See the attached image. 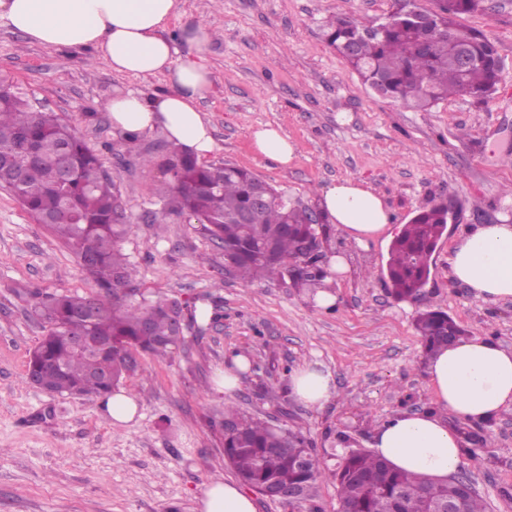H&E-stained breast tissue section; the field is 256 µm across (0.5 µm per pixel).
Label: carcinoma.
Returning a JSON list of instances; mask_svg holds the SVG:
<instances>
[{"label":"carcinoma","mask_w":512,"mask_h":512,"mask_svg":"<svg viewBox=\"0 0 512 512\" xmlns=\"http://www.w3.org/2000/svg\"><path fill=\"white\" fill-rule=\"evenodd\" d=\"M420 9L416 0H394L377 25L348 16L328 17L324 35L340 57L375 93L406 108L426 111L450 97L485 105L494 98L503 69L497 47L481 31L458 18L491 9L489 0H436ZM0 158L22 166L13 192L70 247L91 277L95 291L32 294V309L44 336L28 362L27 376L52 393L112 396L123 374L135 368L131 352L164 356L181 343L171 313L197 323L196 304L177 300L150 305L130 300V268L117 247L131 229L121 207L120 189L101 157L54 113L30 101L0 77ZM170 179L157 189L161 208L152 223L169 214H187L201 224L242 280L280 279L287 264L300 259L315 231L308 207L292 206L268 182L230 163L203 164L179 151L166 161ZM258 197L271 198L256 224L237 218ZM449 222L446 205L423 210L403 225L387 260L392 295L414 300L430 276L432 255ZM424 353L448 344V331L462 330L442 311L421 313L416 321ZM97 336L105 344L87 351L73 344ZM224 457L239 481L250 488L305 490L315 499L318 478L328 466L301 434L234 409L224 410L220 427ZM344 512H428L433 503L451 502L457 512H486L485 502L453 481L403 473L370 453L350 452L334 470Z\"/></svg>","instance_id":"cac0c4a2"}]
</instances>
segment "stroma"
<instances>
[{"label": "stroma", "mask_w": 512, "mask_h": 512, "mask_svg": "<svg viewBox=\"0 0 512 512\" xmlns=\"http://www.w3.org/2000/svg\"><path fill=\"white\" fill-rule=\"evenodd\" d=\"M491 13L462 16L463 25L495 41L501 81L485 105L454 97L429 111L376 95L322 36L326 16L371 25L393 0H184L189 20L217 34L208 56L212 86L201 100L216 144L210 162L253 172L292 200L316 206L317 191L359 179L389 206L394 224L441 201L453 205L433 254L425 295L396 301L386 274L390 240L359 248L331 229L333 252L352 270L333 288L332 306L289 282H246L224 270V255L201 225L182 217L146 219L171 143L162 130L127 141L112 128L107 105L120 92L153 95L164 76L141 79L90 62L85 50L43 48L0 24V74L55 112L99 153L117 186L133 231L121 243L131 263L134 302L218 298L223 317L206 335L184 330L168 357L137 354L120 387L141 416L111 421L91 397L48 394L27 379L44 331L31 294L90 293L77 257L0 189V512H195L204 484L233 478L220 434L210 427L225 407L312 439L329 466L366 448L379 424L397 411H433L423 365L419 311H445L468 335L512 349V302L485 304L448 276V252L461 229L512 221V0ZM281 127L298 158L288 168L258 156L251 134ZM152 164H144V157ZM251 364L240 388L218 392L215 373L234 354ZM316 362L336 384V397L310 408L288 392L292 370ZM472 442L463 474L487 512H512V410L493 421L460 423Z\"/></svg>", "instance_id": "stroma-1"}]
</instances>
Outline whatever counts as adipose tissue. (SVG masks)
I'll return each instance as SVG.
<instances>
[{
    "mask_svg": "<svg viewBox=\"0 0 512 512\" xmlns=\"http://www.w3.org/2000/svg\"><path fill=\"white\" fill-rule=\"evenodd\" d=\"M183 0H0V22L51 50L94 49L112 71L135 77L164 76L167 89L148 96L128 91L112 98V127L131 138L162 129L170 142L196 159L215 149L210 122L198 106L208 92V55L214 33L185 19ZM179 23V39L163 30ZM186 51H179V43ZM256 153L288 167L294 143L279 128L252 133ZM321 211L347 238L365 246L392 227L385 201L364 181L344 179L323 187ZM449 275L484 303L512 301V224L466 228L448 253ZM439 413L398 412L373 432L370 448L393 468L443 481L465 461L467 438L458 422L486 423L512 409V349L487 336H474L441 349L426 363ZM291 395L323 407L336 394L330 372L318 364L297 368ZM197 512H256L254 499L234 480L206 484Z\"/></svg>",
    "mask_w": 512,
    "mask_h": 512,
    "instance_id": "adipose-tissue-1",
    "label": "adipose tissue"
}]
</instances>
